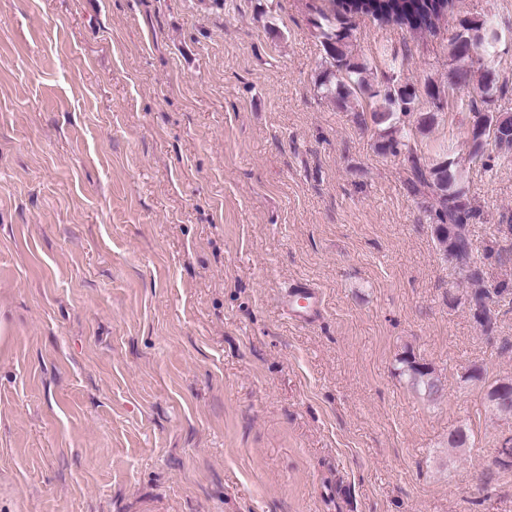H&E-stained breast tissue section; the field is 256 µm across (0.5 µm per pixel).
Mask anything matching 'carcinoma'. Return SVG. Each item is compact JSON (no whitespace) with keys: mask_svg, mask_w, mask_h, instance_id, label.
Masks as SVG:
<instances>
[{"mask_svg":"<svg viewBox=\"0 0 512 512\" xmlns=\"http://www.w3.org/2000/svg\"><path fill=\"white\" fill-rule=\"evenodd\" d=\"M457 0H338L343 15L362 14L382 26H396L414 31H432L437 22L454 15ZM317 36L328 59L317 84L324 97L343 103L360 95L380 100V105L370 112L372 124L380 131L377 149L383 154L402 158L409 172L408 187L412 194L428 196L432 204L425 207L426 217L435 236L439 251L459 267L467 270L469 305L473 317L490 335L497 323L496 310L489 306L491 293L480 273L472 269L470 223L476 213L467 201L464 170L450 156L433 161L418 154L417 150L399 135L397 123L401 118L417 112L419 95L411 84L388 83L382 88L373 87L366 79L367 66L354 59L350 51L351 28L336 25L330 20L316 24ZM497 42L495 28L486 21H459L455 34L448 44L450 58L448 78L456 86L477 84L480 99L459 104L460 109L471 112L472 140L469 155L483 154L487 140H492L501 159L512 158V139L504 140L499 128V114L491 109L497 91V77L484 63L492 56ZM472 47L474 57L466 60L462 47ZM425 96L432 110L419 114L420 127L433 125L436 113L443 110L444 100L435 86L425 85ZM398 374L404 377L415 392L430 399L441 396L443 386L432 367L422 362L410 351H403L397 358ZM492 413L512 416V379H502L490 387L486 394Z\"/></svg>","mask_w":512,"mask_h":512,"instance_id":"cac0c4a2","label":"carcinoma"}]
</instances>
